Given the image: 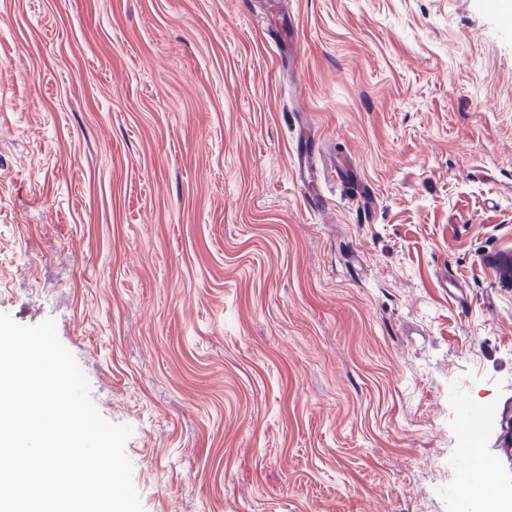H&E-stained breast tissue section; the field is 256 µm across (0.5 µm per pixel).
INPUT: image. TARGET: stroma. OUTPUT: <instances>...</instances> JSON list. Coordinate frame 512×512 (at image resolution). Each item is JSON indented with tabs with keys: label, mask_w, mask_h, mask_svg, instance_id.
Masks as SVG:
<instances>
[{
	"label": "stroma",
	"mask_w": 512,
	"mask_h": 512,
	"mask_svg": "<svg viewBox=\"0 0 512 512\" xmlns=\"http://www.w3.org/2000/svg\"><path fill=\"white\" fill-rule=\"evenodd\" d=\"M274 2L0 0V312L54 319L144 512H458L464 409L512 487V19L292 0L290 61Z\"/></svg>",
	"instance_id": "obj_1"
}]
</instances>
